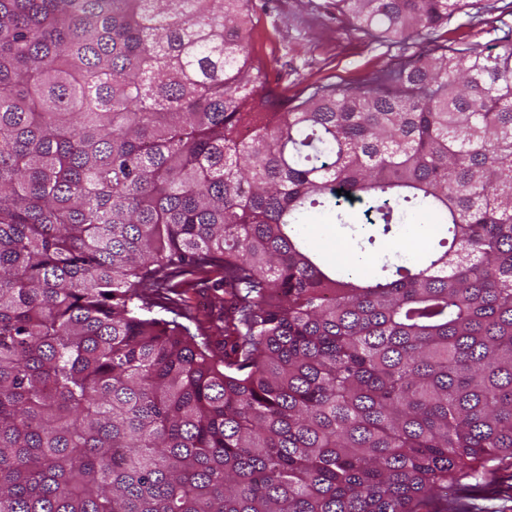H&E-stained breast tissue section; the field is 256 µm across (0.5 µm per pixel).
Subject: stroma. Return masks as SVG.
Wrapping results in <instances>:
<instances>
[{"label": "stroma", "instance_id": "1", "mask_svg": "<svg viewBox=\"0 0 512 512\" xmlns=\"http://www.w3.org/2000/svg\"><path fill=\"white\" fill-rule=\"evenodd\" d=\"M324 0H251L252 23L247 41L260 60L268 86L294 97L314 83L360 86L389 63L414 58L428 42L414 34L396 41H375L353 31L323 7ZM441 42L500 51L512 37V0H498L496 11L469 9L456 14L439 32ZM304 231L314 247L343 262L350 230L326 212L312 213ZM449 505L467 512H512V467L484 475L479 487L461 483L448 493Z\"/></svg>", "mask_w": 512, "mask_h": 512}]
</instances>
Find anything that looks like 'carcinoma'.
Wrapping results in <instances>:
<instances>
[{"instance_id": "carcinoma-1", "label": "carcinoma", "mask_w": 512, "mask_h": 512, "mask_svg": "<svg viewBox=\"0 0 512 512\" xmlns=\"http://www.w3.org/2000/svg\"><path fill=\"white\" fill-rule=\"evenodd\" d=\"M249 3L0 0V512H448L512 460V43L288 101ZM329 6L384 39L468 3ZM315 208L361 255L438 232L366 276ZM185 267L224 273L218 347ZM304 231L316 249L326 252L333 261L343 263L342 246L351 234L348 227L336 224L331 214L318 211L306 218Z\"/></svg>"}]
</instances>
